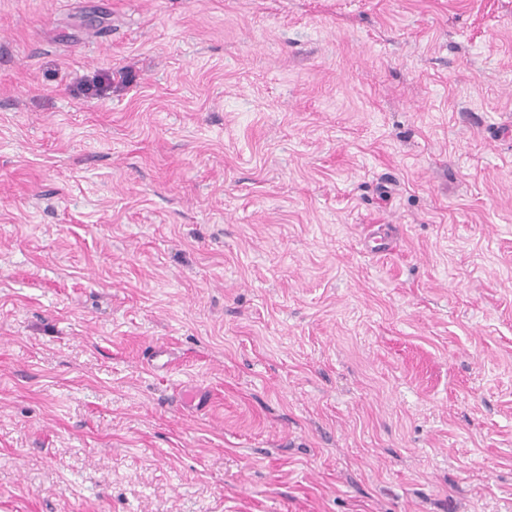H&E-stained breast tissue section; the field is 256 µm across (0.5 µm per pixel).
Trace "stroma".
<instances>
[{"mask_svg":"<svg viewBox=\"0 0 512 512\" xmlns=\"http://www.w3.org/2000/svg\"><path fill=\"white\" fill-rule=\"evenodd\" d=\"M0 512H512V0H0Z\"/></svg>","mask_w":512,"mask_h":512,"instance_id":"stroma-1","label":"stroma"}]
</instances>
